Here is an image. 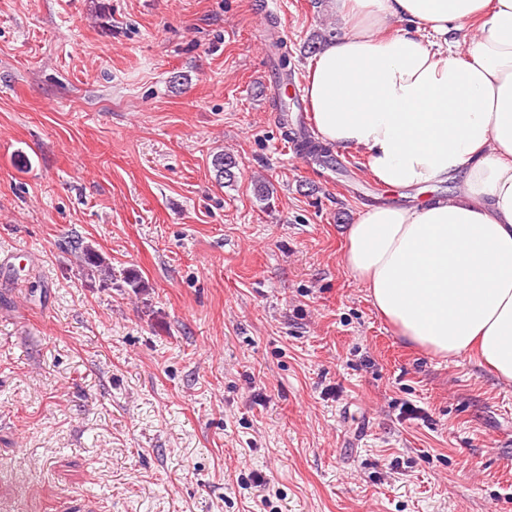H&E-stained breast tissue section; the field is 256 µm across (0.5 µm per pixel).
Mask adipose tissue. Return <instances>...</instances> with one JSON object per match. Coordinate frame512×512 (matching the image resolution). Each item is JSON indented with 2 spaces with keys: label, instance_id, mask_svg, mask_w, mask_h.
Instances as JSON below:
<instances>
[{
  "label": "adipose tissue",
  "instance_id": "ef3b65f1",
  "mask_svg": "<svg viewBox=\"0 0 512 512\" xmlns=\"http://www.w3.org/2000/svg\"><path fill=\"white\" fill-rule=\"evenodd\" d=\"M346 30L308 67L318 134L380 184L459 181L450 198L375 206L345 264L399 336L512 382V0H336ZM478 28L460 48L450 34Z\"/></svg>",
  "mask_w": 512,
  "mask_h": 512
}]
</instances>
